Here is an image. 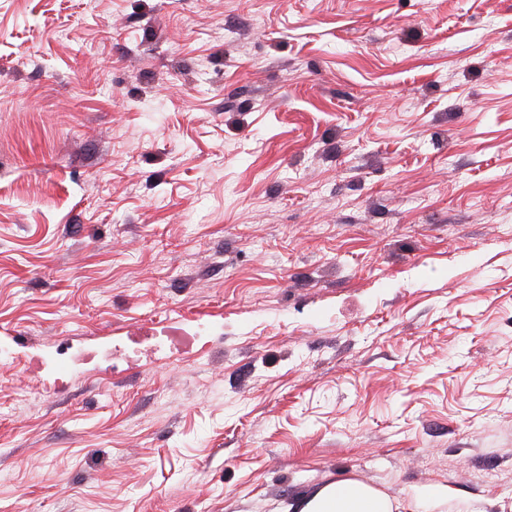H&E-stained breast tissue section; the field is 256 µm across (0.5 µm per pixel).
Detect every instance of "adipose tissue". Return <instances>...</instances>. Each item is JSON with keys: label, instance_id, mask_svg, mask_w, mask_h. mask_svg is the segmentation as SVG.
<instances>
[{"label": "adipose tissue", "instance_id": "ef3b65f1", "mask_svg": "<svg viewBox=\"0 0 512 512\" xmlns=\"http://www.w3.org/2000/svg\"><path fill=\"white\" fill-rule=\"evenodd\" d=\"M394 505L383 492L355 479L324 485L312 496L289 504L288 512H393Z\"/></svg>", "mask_w": 512, "mask_h": 512}]
</instances>
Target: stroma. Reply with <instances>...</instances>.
Segmentation results:
<instances>
[{
  "mask_svg": "<svg viewBox=\"0 0 512 512\" xmlns=\"http://www.w3.org/2000/svg\"><path fill=\"white\" fill-rule=\"evenodd\" d=\"M13 337L0 512H512V0H0ZM68 351H57L51 356H38L39 366L54 376V383L62 386L72 375L75 361ZM394 508L385 493L355 479L330 482L288 505L289 512H393Z\"/></svg>",
  "mask_w": 512,
  "mask_h": 512,
  "instance_id": "stroma-1",
  "label": "stroma"
}]
</instances>
